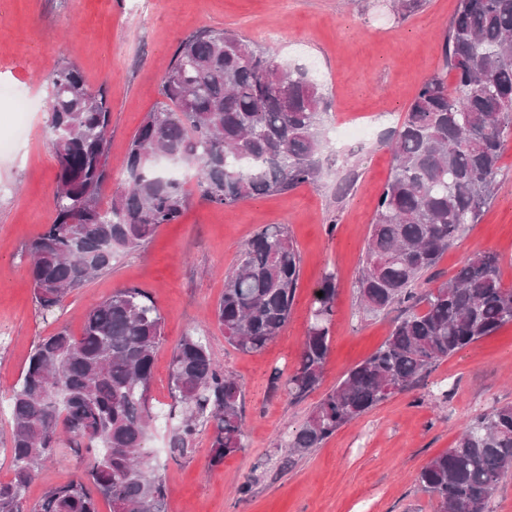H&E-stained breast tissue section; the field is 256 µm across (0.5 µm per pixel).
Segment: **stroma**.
<instances>
[{
    "label": "stroma",
    "instance_id": "35a3bbf8",
    "mask_svg": "<svg viewBox=\"0 0 512 512\" xmlns=\"http://www.w3.org/2000/svg\"><path fill=\"white\" fill-rule=\"evenodd\" d=\"M457 0H421L406 15L387 0H0V85L31 91L34 109L0 100V137L23 138L24 158L0 151V481L10 479L9 395L41 337L57 327L80 333L92 301L124 287L147 291L163 317L150 396L170 403L173 349L201 332L226 373L242 385L245 448L210 467V432L187 453L169 447L172 423L159 419L148 442L160 464L167 512H435L418 475L454 443L476 416L512 404V324L437 362L416 385L391 395L339 429L319 448L289 456L288 441L323 395L387 338L404 312L396 305L363 313L356 280L377 198L391 168L385 138L423 81L445 69V36ZM203 28L231 29L276 60L305 67L330 103L332 147L321 157L317 185L231 206L192 198L179 223L152 241L116 255L112 269L72 292L61 309L40 314L33 298L25 243L52 223L57 165L48 138L45 78L71 63L91 86L106 85L112 111L109 162L113 195L125 181L124 159L182 40ZM495 196L479 223L449 248L432 276L445 281L478 250L502 257L512 286V140L500 162ZM354 190L337 197L347 170ZM266 224L287 225L301 257L291 318L261 351L229 345L212 312L224 276ZM336 275L331 347L321 385L292 398L271 382L298 365L314 291ZM82 463L58 448L32 483L29 502L48 486L80 475ZM247 494H239L241 486Z\"/></svg>",
    "mask_w": 512,
    "mask_h": 512
}]
</instances>
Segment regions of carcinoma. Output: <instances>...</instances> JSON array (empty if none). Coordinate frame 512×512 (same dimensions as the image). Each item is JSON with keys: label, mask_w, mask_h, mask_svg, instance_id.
<instances>
[{"label": "carcinoma", "mask_w": 512, "mask_h": 512, "mask_svg": "<svg viewBox=\"0 0 512 512\" xmlns=\"http://www.w3.org/2000/svg\"><path fill=\"white\" fill-rule=\"evenodd\" d=\"M445 51L454 87L445 76L426 80L389 132L391 172L356 281L364 313L403 304L404 316L314 407L290 440L291 456L321 447L436 362L512 323V287L492 250L470 254L451 280L417 291L496 193L512 137V112L500 111L512 99V0H458ZM46 82L55 217L24 249L43 312L112 269L116 254L144 248L161 225L180 221L191 191L159 169L164 160L194 166L198 194L224 206L321 178L322 87L235 31L204 28L180 43L162 101L129 144L126 187L106 206V85L92 87L70 63ZM300 271L286 225L267 224L248 241L214 310L231 346L258 353L279 335ZM318 290L323 296L315 297L298 367L284 380L273 374L294 398L320 386L329 354L336 275H325ZM162 324L151 297L125 287L88 308L80 335L63 326L38 341L10 396L12 475L0 482V512H98L90 483L112 512H166L163 481L146 448L158 418L149 390ZM169 386L171 411H179L170 448L185 454L202 427L211 429L213 466L245 447L242 385L217 365L206 337L188 334L176 345ZM65 443L83 457L85 470L28 505L30 485ZM509 477L512 404H505L469 423L418 481L438 512H488Z\"/></svg>", "instance_id": "1"}]
</instances>
